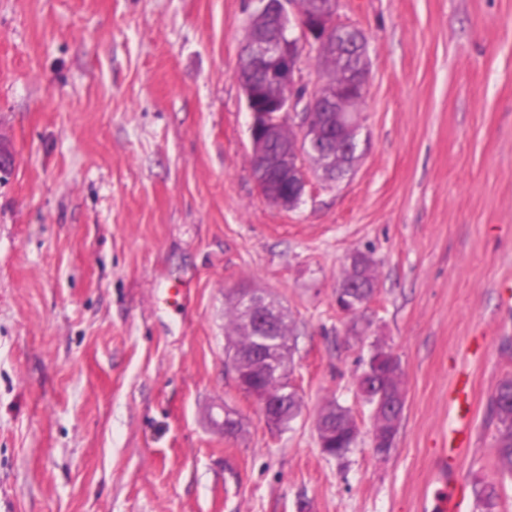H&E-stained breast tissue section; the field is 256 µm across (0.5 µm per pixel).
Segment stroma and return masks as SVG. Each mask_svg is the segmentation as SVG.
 Segmentation results:
<instances>
[{"mask_svg":"<svg viewBox=\"0 0 512 512\" xmlns=\"http://www.w3.org/2000/svg\"><path fill=\"white\" fill-rule=\"evenodd\" d=\"M249 0H0V512H424L473 380V443L495 464L490 397L512 375V0H337L368 39L361 156L306 162L302 203L260 195L238 78ZM362 251L378 288L336 290ZM269 292L294 328L291 430L226 361L229 297ZM398 358L393 448L357 381ZM361 435L324 454L330 402ZM242 422L209 428L211 403Z\"/></svg>","mask_w":512,"mask_h":512,"instance_id":"1","label":"stroma"}]
</instances>
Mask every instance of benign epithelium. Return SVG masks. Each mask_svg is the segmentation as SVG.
<instances>
[{"label":"benign epithelium","mask_w":512,"mask_h":512,"mask_svg":"<svg viewBox=\"0 0 512 512\" xmlns=\"http://www.w3.org/2000/svg\"><path fill=\"white\" fill-rule=\"evenodd\" d=\"M256 4L250 13L248 22H262L270 15L276 23L267 32L248 29L245 39L246 57L259 64L266 73L262 91L250 88L244 95L247 111L250 113V140L252 157L264 159L266 168L254 173V180L261 195L269 202L283 208L291 209L295 200L303 197L308 186L307 175L301 176L296 195L280 196L266 190L271 179L288 177V168L301 166L304 158L317 161V171L325 173L332 162L333 155L320 148L321 130L312 126L306 118L307 113L320 110L337 112L342 116L346 131L353 137L358 136L359 127L354 118V109L343 103L344 89L349 83L338 85L325 80L309 85L301 81L298 58L288 54V45L296 43L308 46L320 43L327 37H348L356 29L336 21V0H317L314 14L310 15L304 8V0H251ZM286 88L291 93L285 98L276 92ZM290 121L299 130L294 155L274 159L266 157V142L273 139L284 121ZM237 297L244 301L247 319L258 328L268 330L274 322L273 314L266 309L262 297L248 289L238 292ZM400 399L377 405L378 413L374 418L372 430L374 447L379 448L395 440L397 432L387 431L380 426L384 422L381 412H396Z\"/></svg>","instance_id":"benign-epithelium-1"}]
</instances>
